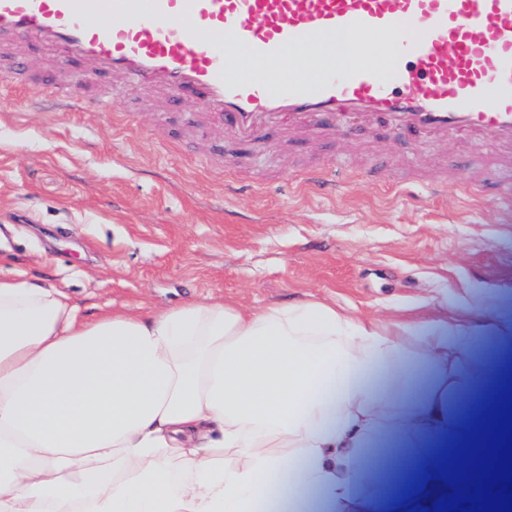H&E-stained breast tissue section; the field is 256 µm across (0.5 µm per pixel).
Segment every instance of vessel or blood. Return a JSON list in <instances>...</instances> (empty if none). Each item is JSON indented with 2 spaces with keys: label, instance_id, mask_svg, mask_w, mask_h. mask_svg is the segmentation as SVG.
Segmentation results:
<instances>
[{
  "label": "vessel or blood",
  "instance_id": "obj_1",
  "mask_svg": "<svg viewBox=\"0 0 512 512\" xmlns=\"http://www.w3.org/2000/svg\"><path fill=\"white\" fill-rule=\"evenodd\" d=\"M57 59V109L105 110L65 61L170 99L193 93L231 139L266 125L330 132L385 116L410 135L507 149L512 177V0H0V83L28 78L29 44ZM332 173L303 170L324 190Z\"/></svg>",
  "mask_w": 512,
  "mask_h": 512
}]
</instances>
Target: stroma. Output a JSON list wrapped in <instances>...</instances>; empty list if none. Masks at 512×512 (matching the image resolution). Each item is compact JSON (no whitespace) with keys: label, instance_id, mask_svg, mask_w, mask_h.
<instances>
[{"label":"stroma","instance_id":"stroma-1","mask_svg":"<svg viewBox=\"0 0 512 512\" xmlns=\"http://www.w3.org/2000/svg\"><path fill=\"white\" fill-rule=\"evenodd\" d=\"M106 112L0 108V278L67 292L85 318L221 298L246 307L319 299L384 320L465 317L512 297V187L461 141L388 121L350 135L270 131L240 151L167 106L101 78ZM345 164L335 193L304 167Z\"/></svg>","mask_w":512,"mask_h":512}]
</instances>
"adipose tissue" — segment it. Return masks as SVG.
<instances>
[{
	"mask_svg": "<svg viewBox=\"0 0 512 512\" xmlns=\"http://www.w3.org/2000/svg\"><path fill=\"white\" fill-rule=\"evenodd\" d=\"M391 323L302 300L86 321L0 278V512H407L389 437L462 434L461 399L512 358V301Z\"/></svg>",
	"mask_w": 512,
	"mask_h": 512,
	"instance_id": "obj_1",
	"label": "adipose tissue"
}]
</instances>
